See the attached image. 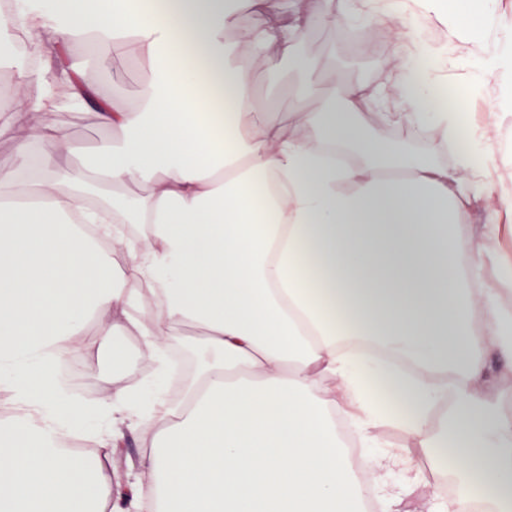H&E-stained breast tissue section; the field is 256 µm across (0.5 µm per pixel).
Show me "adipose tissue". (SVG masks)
<instances>
[{
    "instance_id": "obj_1",
    "label": "adipose tissue",
    "mask_w": 512,
    "mask_h": 512,
    "mask_svg": "<svg viewBox=\"0 0 512 512\" xmlns=\"http://www.w3.org/2000/svg\"><path fill=\"white\" fill-rule=\"evenodd\" d=\"M443 0H353L349 16L385 23L393 14L446 20ZM253 18L238 27L230 0H24L0 15L39 56L89 43L108 62L131 38L153 78L137 108L98 97V77L19 71L14 104L0 125L15 133L20 168L0 170V382L17 413L0 423V512H363L361 476L401 467L392 512L420 484V461L404 449L351 456L336 433L341 414L357 439L380 415L361 386L379 379L403 407L396 424L422 453L451 458L467 485L489 490L512 512V415L473 398L483 352L512 369V310L478 287L489 253L460 233L483 172L451 170L363 133L377 109L441 140L455 134L422 65L428 50L411 31L394 34L400 65L394 94L366 90L338 74L305 72L293 107L253 111L252 58L290 56L298 35L328 14L326 0H245ZM237 28L235 40L225 33ZM503 53L455 57L474 85L512 86V32ZM326 103L309 111L308 98ZM94 105L119 144L87 162L61 129L41 122L59 100ZM146 184L135 208L121 200L91 215L93 232L71 221L92 187ZM125 224L147 234L127 238ZM124 270H116L113 252ZM155 310L128 317L126 278ZM98 322L96 339L127 317L145 358L156 359L183 325L199 327L215 363L169 399L123 383L102 404L62 390L55 366L75 348L77 326ZM452 400L445 417L438 403ZM147 432V485L115 494L105 455L65 444L93 420Z\"/></svg>"
}]
</instances>
